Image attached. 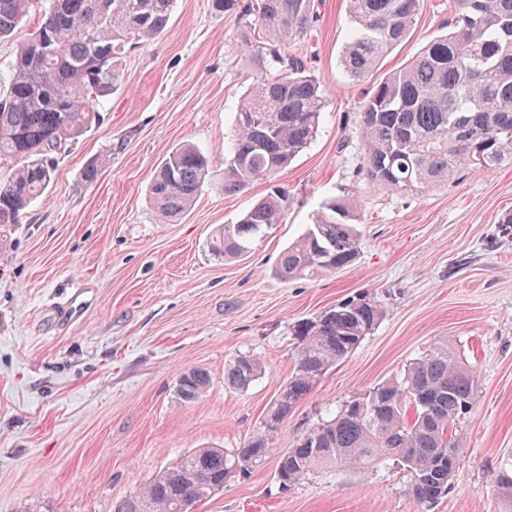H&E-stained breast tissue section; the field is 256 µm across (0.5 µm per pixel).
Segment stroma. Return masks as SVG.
Instances as JSON below:
<instances>
[{
  "label": "stroma",
  "instance_id": "stroma-1",
  "mask_svg": "<svg viewBox=\"0 0 512 512\" xmlns=\"http://www.w3.org/2000/svg\"><path fill=\"white\" fill-rule=\"evenodd\" d=\"M313 5L298 48L326 105L315 141L277 177L291 207L248 256L224 263L206 247L268 190L216 187L251 71L237 20L211 0H176L166 35L127 51L124 85L99 124L59 155L47 192L0 235V512H112L187 451L242 447L292 372L290 324L363 292L386 311L375 330L289 412L250 477L194 512H512L492 482L512 464V224L503 221L512 164L417 192L369 181L359 125L370 84L340 64L354 28L348 3ZM448 19V0H424L382 72ZM181 143L211 158L212 181L189 212L161 224L148 186ZM98 157L100 174L87 181ZM334 197L357 204L356 262L317 279H274L281 251ZM439 340L476 371L477 386L457 431L460 465L431 510L399 469L318 472L279 489L278 458L299 436ZM252 353L259 378L245 390L225 387V366ZM193 367L210 374L211 388L185 405L175 382Z\"/></svg>",
  "mask_w": 512,
  "mask_h": 512
}]
</instances>
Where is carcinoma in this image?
Instances as JSON below:
<instances>
[{
    "label": "carcinoma",
    "mask_w": 512,
    "mask_h": 512,
    "mask_svg": "<svg viewBox=\"0 0 512 512\" xmlns=\"http://www.w3.org/2000/svg\"><path fill=\"white\" fill-rule=\"evenodd\" d=\"M449 31L427 42L401 68L375 82L362 107L360 139L366 178L391 191L447 184L462 169L487 171L512 164V0H452ZM175 0H0V42L38 17L16 45L0 99V161L14 162L0 180V231L21 223L49 188L55 153L99 123L100 108L120 87L125 47L162 37ZM235 15L243 53L254 72L227 136V195L254 181L272 184L235 224L207 242L221 261L244 257L264 229L281 223L291 205L278 174L314 141L326 90L292 48L307 35L311 0H212ZM423 0H349L354 33L342 64L353 79L373 75L385 55L405 41ZM211 174V161L191 144L161 160L149 194L157 221L167 224L191 209ZM356 203L329 199L313 223L288 245L273 269L283 283L315 279L352 265L359 255ZM376 297H347L289 327L295 364L266 407L258 430L240 448H193L158 472L115 512H190L198 501L246 479L271 445L288 412L327 370L348 358L378 325ZM261 372L258 356L241 355L224 368V385L244 390ZM476 373L439 341L360 399L341 403L312 425L277 462L279 488L319 471L402 468L412 495L430 509L448 493L459 461L453 428L472 409ZM209 373L190 368L177 378L184 404L210 388ZM512 501V468L494 476Z\"/></svg>",
    "instance_id": "1"
}]
</instances>
